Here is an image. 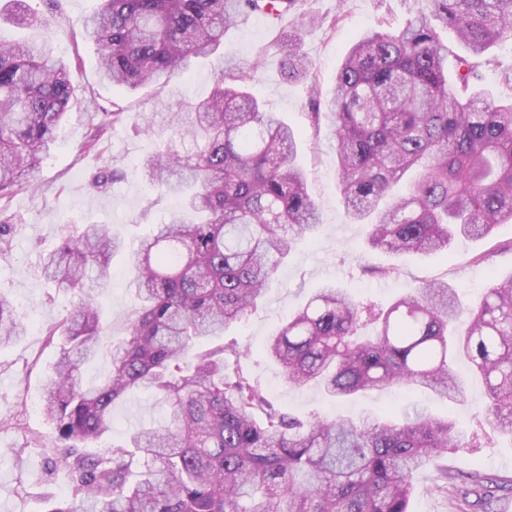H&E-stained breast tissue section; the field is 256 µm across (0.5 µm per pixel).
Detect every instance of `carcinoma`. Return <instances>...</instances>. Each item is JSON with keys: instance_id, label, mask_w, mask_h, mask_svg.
<instances>
[{"instance_id": "obj_1", "label": "carcinoma", "mask_w": 512, "mask_h": 512, "mask_svg": "<svg viewBox=\"0 0 512 512\" xmlns=\"http://www.w3.org/2000/svg\"><path fill=\"white\" fill-rule=\"evenodd\" d=\"M18 25H46L27 0H11ZM298 0H102L83 30L104 80L129 90L186 73L224 45L242 17L281 18ZM400 27L363 33L331 94L311 99L314 126L336 139L346 216L366 243L395 255L447 250L512 222V99L479 90L488 72L512 85L494 48L512 43V0H416ZM456 33L463 53L440 38ZM288 34V77L312 68ZM255 70L219 74L210 95L170 113L187 154L166 144L140 164L141 178L179 199L132 251L126 336L115 341L95 292L125 242L107 224L74 227L41 258V272L72 297L46 331L61 354L43 385L42 413L62 445L67 499L47 512H408L416 471L460 447L455 425L414 407L384 415L300 420L269 403L262 384L229 360L237 345L199 349L257 304L296 242L319 226L296 163L295 131L249 92ZM66 64L43 41L0 38V197L30 187L74 101ZM126 108L97 113L99 126ZM365 320L376 335L361 340ZM0 295V345L24 335ZM109 370L84 387L82 365L100 350ZM266 354L290 386L332 398L420 387L456 399L465 360L485 384L484 420L512 435V276L462 305L446 280L427 283L384 310L327 285L273 336ZM135 389L165 396L163 420L126 445L90 455L112 427V408ZM462 493L482 501L512 490L479 471Z\"/></svg>"}]
</instances>
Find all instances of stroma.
I'll use <instances>...</instances> for the list:
<instances>
[{"instance_id": "1", "label": "stroma", "mask_w": 512, "mask_h": 512, "mask_svg": "<svg viewBox=\"0 0 512 512\" xmlns=\"http://www.w3.org/2000/svg\"><path fill=\"white\" fill-rule=\"evenodd\" d=\"M28 4L31 11L49 19V26L22 28L0 18V36L48 39L55 55L70 66L75 101L58 129L54 149L35 173V190L0 199V221L11 226V247L0 254V294L13 301L26 324L25 336L0 347V512H47L48 496L67 490L64 472L55 469L53 458L44 453L54 444L56 433L42 414V386L61 351L60 343L46 342L45 330L69 308L70 299L43 280L38 271L40 256L54 249L71 225L108 224L129 241L150 233L176 200L156 196L140 177V161L168 133L159 123L150 132L137 130V117L142 112L185 111L207 97L215 77L231 65L254 69L251 93L298 133L297 162L308 174L320 215L315 240L298 243L280 263L256 307L224 334L225 340L237 341L244 352L243 370L261 382L275 404L294 415L353 416L369 411L398 418L412 406L429 407L434 415L452 420L465 439L481 441L480 447L448 453L442 465L449 471L512 477V439L484 422L486 397L480 378L467 377L464 394L455 403L430 399L422 390L371 392L332 402L315 387L289 386L279 366L265 354L268 338L288 315L327 284L385 308L396 297L435 279L447 280L463 299L472 300L493 280L512 276V223L498 225L488 238H462L451 249L428 256H392L367 247L363 226L345 215L331 131L314 130L307 120L309 85L288 80L283 73L284 54L275 43L281 30L297 25L301 28L298 50L312 62L321 92H329L351 44L382 24L402 25L411 0H300L296 10L276 25L265 17L249 16L228 30L223 52L198 60L191 72L175 74L166 84L135 91L101 78L96 48L83 37L81 24L99 9L101 0H60L56 7L48 0H28ZM309 15L333 18L337 24L332 29L301 25V18ZM116 102L131 107L124 124L102 134L94 150H85L94 132L95 112ZM105 169L119 170L124 177L93 191L91 181ZM485 253L489 261L476 262V255ZM365 265L392 266L396 272L367 277L361 271ZM129 267L128 255L114 256L107 285L98 296L117 338L125 334L122 314L132 304ZM165 410L162 396L131 393L113 407L112 430L95 444V452L109 451L141 426L161 420ZM438 468L431 466L417 474L410 512H457L454 498L434 490Z\"/></svg>"}]
</instances>
